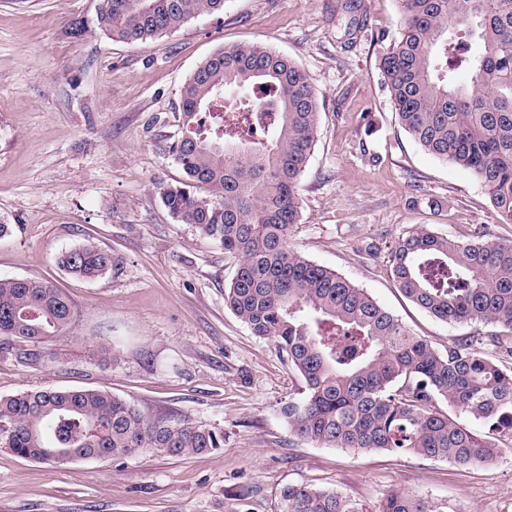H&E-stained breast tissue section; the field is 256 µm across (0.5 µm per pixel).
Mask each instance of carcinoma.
I'll return each mask as SVG.
<instances>
[{"mask_svg": "<svg viewBox=\"0 0 512 512\" xmlns=\"http://www.w3.org/2000/svg\"><path fill=\"white\" fill-rule=\"evenodd\" d=\"M401 31L378 69L402 128L425 151L470 171L512 223V0H399ZM348 35L365 31L345 0ZM224 0H99L101 31L144 43ZM169 146L184 179L163 205L238 263L224 303L272 342L301 376L302 397L281 408L303 441L354 452L484 462L493 435L512 432V240L485 227L458 241L418 227L390 257L403 295L446 323H481L441 352L364 289L288 243L298 185L316 144L320 106L309 76L264 44L221 48L184 84ZM70 274L95 279L112 254L88 243L64 252ZM74 316L64 291L38 277L0 278V335L41 342ZM446 403L442 411L437 402ZM489 424L481 438L457 413ZM0 438L14 453L64 463L141 448L186 457L224 447V431L171 423L103 390H40L0 400ZM279 512H362L336 491L283 490ZM380 512H442L399 492Z\"/></svg>", "mask_w": 512, "mask_h": 512, "instance_id": "carcinoma-1", "label": "carcinoma"}]
</instances>
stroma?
<instances>
[{
    "instance_id": "obj_1",
    "label": "stroma",
    "mask_w": 512,
    "mask_h": 512,
    "mask_svg": "<svg viewBox=\"0 0 512 512\" xmlns=\"http://www.w3.org/2000/svg\"><path fill=\"white\" fill-rule=\"evenodd\" d=\"M98 0H0V277L37 276L66 292L74 318L46 342L0 336V399L41 389L111 392L156 418L224 432L222 448H154L54 465L0 444V512H278L281 490L310 484L378 512L392 492L447 512H512V434L485 462L321 447L280 414L303 382L271 342L224 304L235 258L163 206L182 180L168 154L181 89L230 45L262 43L304 69L319 135L298 187L291 244L365 289L438 350L474 325L407 300L389 257L419 224L512 240L484 187L421 149L398 122L377 68L400 32L399 0H362L367 32L347 39L339 0H226L143 44L96 25ZM82 20L80 37L69 35ZM93 242L113 266L69 275L61 252Z\"/></svg>"
}]
</instances>
